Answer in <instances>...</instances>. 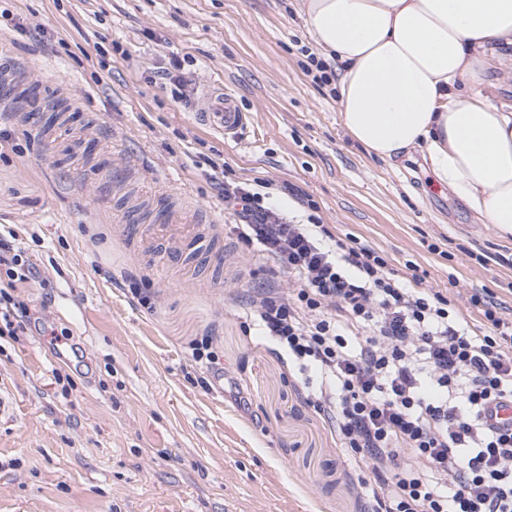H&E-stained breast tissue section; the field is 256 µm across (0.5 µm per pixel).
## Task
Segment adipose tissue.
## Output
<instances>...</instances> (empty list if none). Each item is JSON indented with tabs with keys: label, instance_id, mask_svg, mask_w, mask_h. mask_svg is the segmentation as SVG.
Instances as JSON below:
<instances>
[{
	"label": "adipose tissue",
	"instance_id": "ef3b65f1",
	"mask_svg": "<svg viewBox=\"0 0 512 512\" xmlns=\"http://www.w3.org/2000/svg\"><path fill=\"white\" fill-rule=\"evenodd\" d=\"M307 32L341 66L339 122L372 155L412 149L482 221L512 236V109L483 88L512 48V0H303Z\"/></svg>",
	"mask_w": 512,
	"mask_h": 512
}]
</instances>
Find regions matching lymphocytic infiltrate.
<instances>
[{"label": "lymphocytic infiltrate", "instance_id": "lymphocytic-infiltrate-1", "mask_svg": "<svg viewBox=\"0 0 512 512\" xmlns=\"http://www.w3.org/2000/svg\"><path fill=\"white\" fill-rule=\"evenodd\" d=\"M237 205L235 230L287 288H265L249 314L300 372H314L313 405L341 448L373 478L368 512H512V314L488 292L467 303L488 332L469 329L455 296L402 281L375 249L335 238L323 224H293L246 186L220 181ZM0 335L32 322L10 286L36 271L0 241Z\"/></svg>", "mask_w": 512, "mask_h": 512}]
</instances>
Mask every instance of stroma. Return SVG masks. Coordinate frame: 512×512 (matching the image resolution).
<instances>
[{
  "label": "stroma",
  "mask_w": 512,
  "mask_h": 512,
  "mask_svg": "<svg viewBox=\"0 0 512 512\" xmlns=\"http://www.w3.org/2000/svg\"><path fill=\"white\" fill-rule=\"evenodd\" d=\"M319 57L299 0H0V87L68 108L46 132L0 95V238L37 271L15 296L79 349L0 336V512H365V474L246 316L288 277L227 233L214 177L415 265L423 287L512 309V239L419 152L390 164L346 136ZM174 58L183 99L155 76ZM212 80L248 116L237 139L198 118ZM143 202L166 219L131 224ZM205 338L224 375L209 390Z\"/></svg>",
  "instance_id": "35a3bbf8"
}]
</instances>
